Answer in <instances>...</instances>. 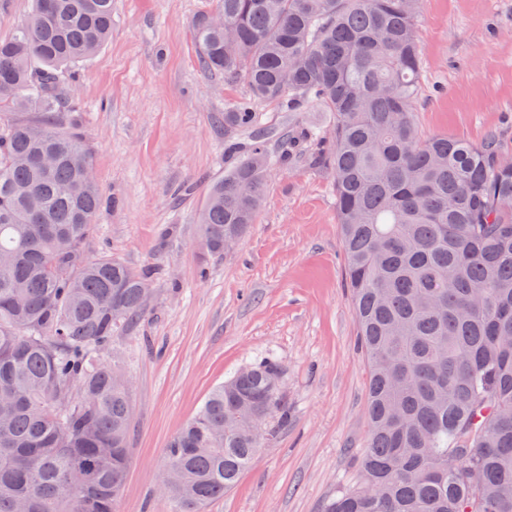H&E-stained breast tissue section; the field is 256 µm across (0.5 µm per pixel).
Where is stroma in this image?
<instances>
[{"label":"stroma","mask_w":512,"mask_h":512,"mask_svg":"<svg viewBox=\"0 0 512 512\" xmlns=\"http://www.w3.org/2000/svg\"><path fill=\"white\" fill-rule=\"evenodd\" d=\"M212 0H114L112 36L60 89L105 204L86 242L139 269L158 267L140 320L120 329L104 361L125 372L131 461L117 512H172L159 493L172 436L209 392L267 355L284 368L288 424L206 512H324L356 486L368 431V364L358 348L329 169L295 157L269 177L255 224L229 252L207 255L198 215L224 175V112L244 82L198 64L193 23ZM422 135L512 157V0H422ZM332 128L312 105L270 104L262 124Z\"/></svg>","instance_id":"obj_1"}]
</instances>
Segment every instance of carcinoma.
<instances>
[{
    "label": "carcinoma",
    "instance_id": "cac0c4a2",
    "mask_svg": "<svg viewBox=\"0 0 512 512\" xmlns=\"http://www.w3.org/2000/svg\"><path fill=\"white\" fill-rule=\"evenodd\" d=\"M420 4L216 0L224 26L194 23L201 67L249 89L224 112L231 163L198 219L208 254L254 223L272 168L304 154L333 172L369 432L359 487L325 512H512V160L492 137L418 131ZM111 35L112 0H32L0 37V512H116L125 485L130 391L102 356L144 313L152 271L87 256L103 195L57 121L59 75ZM271 103L316 104L332 130L272 144ZM17 110L40 119H6ZM281 378L273 356L243 367L172 437L173 512L224 497L263 447L253 428L288 424Z\"/></svg>",
    "mask_w": 512,
    "mask_h": 512
}]
</instances>
